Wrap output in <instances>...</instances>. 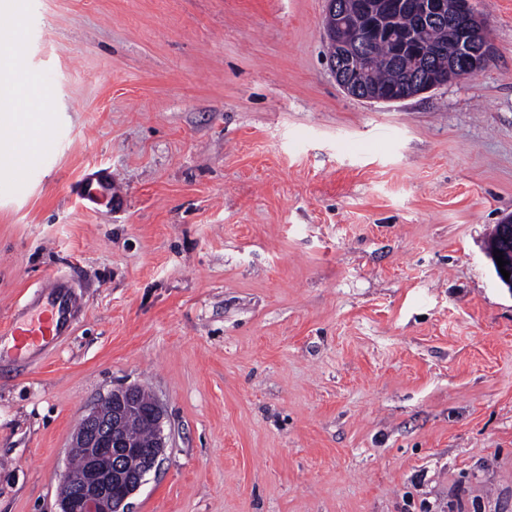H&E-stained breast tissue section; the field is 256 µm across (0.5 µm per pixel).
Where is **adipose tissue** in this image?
Instances as JSON below:
<instances>
[{
  "mask_svg": "<svg viewBox=\"0 0 512 512\" xmlns=\"http://www.w3.org/2000/svg\"><path fill=\"white\" fill-rule=\"evenodd\" d=\"M9 52L0 53V61L10 63L11 78L0 88V127L15 152H34L40 147L39 131L44 123L41 113L29 111V104L43 95L35 77L21 65L11 64Z\"/></svg>",
  "mask_w": 512,
  "mask_h": 512,
  "instance_id": "ef3b65f1",
  "label": "adipose tissue"
}]
</instances>
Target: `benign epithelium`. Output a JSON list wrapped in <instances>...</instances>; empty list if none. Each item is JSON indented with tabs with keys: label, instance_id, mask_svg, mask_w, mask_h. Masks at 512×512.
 I'll return each mask as SVG.
<instances>
[{
	"label": "benign epithelium",
	"instance_id": "obj_1",
	"mask_svg": "<svg viewBox=\"0 0 512 512\" xmlns=\"http://www.w3.org/2000/svg\"><path fill=\"white\" fill-rule=\"evenodd\" d=\"M326 11L323 35L336 47L329 60L339 87L349 96L370 103H395L426 93L448 83L472 79L492 62L489 35L477 13L474 0H362L360 9L347 12L340 0H324ZM401 15L410 17L417 28L448 26V42L434 44L428 55L418 51L414 33L395 25ZM383 38L391 50L374 60L368 42ZM411 56L416 68L399 87H379L370 74L378 64H390L401 56ZM448 57V70L433 72L434 57ZM501 251L512 273V215L496 225L487 255L495 260ZM144 412L149 436L131 438L125 431L130 412ZM164 413L158 401L143 410L139 387L130 385L112 390L99 404L83 415L72 439V447L88 449L83 471L64 472V482L75 491L62 496L61 512H129L128 499L145 483L166 448Z\"/></svg>",
	"mask_w": 512,
	"mask_h": 512
}]
</instances>
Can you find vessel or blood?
Listing matches in <instances>:
<instances>
[{"label":"vessel or blood","mask_w":512,"mask_h":512,"mask_svg":"<svg viewBox=\"0 0 512 512\" xmlns=\"http://www.w3.org/2000/svg\"><path fill=\"white\" fill-rule=\"evenodd\" d=\"M42 305L37 318L11 324L16 350L45 344L59 336L69 335L75 313L83 305L80 296L67 290L66 282L58 276L49 277L41 287Z\"/></svg>","instance_id":"vessel-or-blood-1"}]
</instances>
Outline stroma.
<instances>
[{
	"label": "stroma",
	"instance_id": "35a3bbf8",
	"mask_svg": "<svg viewBox=\"0 0 512 512\" xmlns=\"http://www.w3.org/2000/svg\"><path fill=\"white\" fill-rule=\"evenodd\" d=\"M48 127L0 159V512H59L80 419L164 410L131 512H512V0L476 77L348 96L324 0H22ZM105 173L111 205L81 196ZM70 335L7 328L49 276ZM495 250L502 251L504 261H508V264H504L503 268L510 272L509 281H506L501 272H499V267L494 257ZM487 255L492 261L498 280L505 288L512 292V215L496 225L495 233L487 248Z\"/></svg>",
	"mask_w": 512,
	"mask_h": 512
}]
</instances>
